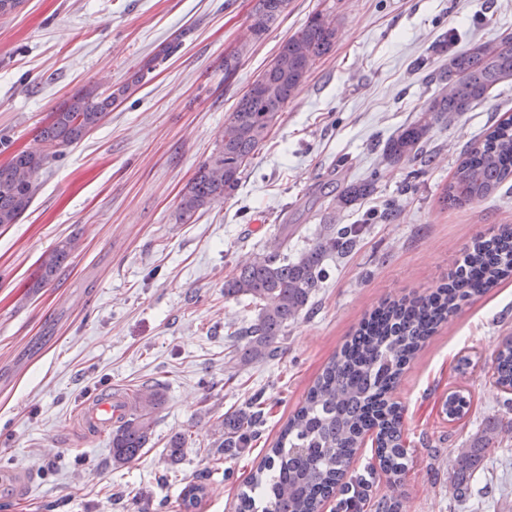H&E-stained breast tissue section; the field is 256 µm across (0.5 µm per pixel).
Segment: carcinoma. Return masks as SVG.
Segmentation results:
<instances>
[{"label":"carcinoma","mask_w":512,"mask_h":512,"mask_svg":"<svg viewBox=\"0 0 512 512\" xmlns=\"http://www.w3.org/2000/svg\"><path fill=\"white\" fill-rule=\"evenodd\" d=\"M281 0H257L249 25L259 40L280 12ZM336 43V22L329 14L315 12L284 40L268 67L249 85L233 112L224 121L219 149L203 162L181 192L177 220L192 222L196 214L231 195L241 175L260 149L282 112L301 91L317 61ZM512 79V36L476 42L450 54L448 66L437 80L450 91L433 97L414 120L389 137L382 161L396 167L403 161L423 158L434 128L449 126L487 99L500 82ZM117 96L104 97L95 86L76 92L40 130V153L21 152L0 164V226L14 224L39 189L38 176L60 155L59 148L80 141L99 125ZM512 179V117L500 120L459 158L442 203L460 207L482 201ZM374 181L346 186L333 198L332 212L308 247L286 255L284 241L242 262L224 281V298L247 297L257 311L254 321L239 332L244 344L239 357L229 362L259 363L278 356L280 337L291 323L311 308V301L326 278V262L352 251L362 225L336 223V211L372 195ZM75 250L66 240L42 256L40 282L51 280ZM463 268L448 275V282L413 297L386 299L360 323L340 351L323 368L304 401L288 419L277 441L264 456L238 496L237 512H321L325 501L340 496L339 512H354L369 498V480L344 475L368 434L374 435L380 469L396 486L407 466L401 404L389 398L402 369L438 328L448 322L461 302L480 296L512 278V225L475 237L467 247ZM495 383L505 397L499 406L512 413V337L502 339L492 362ZM160 404L158 391L145 386L132 391V404L124 421L112 429V462L128 464L140 458L153 429V415ZM471 408L463 390L448 392L442 413L448 422L464 420ZM265 415L261 394L243 408L218 417L222 433L212 454L213 469L227 456L251 447L260 435ZM500 418H488L466 440L453 460L451 484L455 496L467 497L470 480L485 466L488 451L502 441ZM204 487L190 484L180 498L184 508L197 507Z\"/></svg>","instance_id":"obj_1"}]
</instances>
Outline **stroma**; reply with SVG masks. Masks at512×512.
<instances>
[{
  "instance_id": "obj_1",
  "label": "stroma",
  "mask_w": 512,
  "mask_h": 512,
  "mask_svg": "<svg viewBox=\"0 0 512 512\" xmlns=\"http://www.w3.org/2000/svg\"><path fill=\"white\" fill-rule=\"evenodd\" d=\"M256 0H21L0 16V164L40 152L52 112L83 87L109 93L167 45L174 52L116 101L103 122L39 176L17 223L0 227V512H185L179 495L204 483L195 512H235L239 493L308 388L360 320L386 297L436 288L471 240L512 224V190L460 208L439 197L458 159L512 116V79L436 128L429 166L381 161L384 142L443 86L436 52L512 36V0H289L263 40L247 37ZM317 11L335 17L333 51L309 72L238 189L176 218L179 194L220 146L224 120ZM238 54L232 79L224 58ZM374 181L368 198L337 212L360 224L357 249L328 261L310 311L288 328L275 360L229 371L232 334L255 316L224 297L239 262L263 252L284 224L289 252L319 233L329 198L319 188ZM77 243L68 264L40 280V257ZM512 336V280L463 302L407 365L391 392L406 412L411 462L397 488L376 471L371 505L397 512H512V432L471 482L467 504L448 492L453 458L502 398L492 375ZM468 367H460L462 357ZM149 384L163 404L139 460L112 463L110 435L84 431L79 404ZM465 386L473 407L449 423L441 402ZM261 393L267 419L252 448L213 469L218 416ZM186 436L181 460L166 446Z\"/></svg>"
}]
</instances>
